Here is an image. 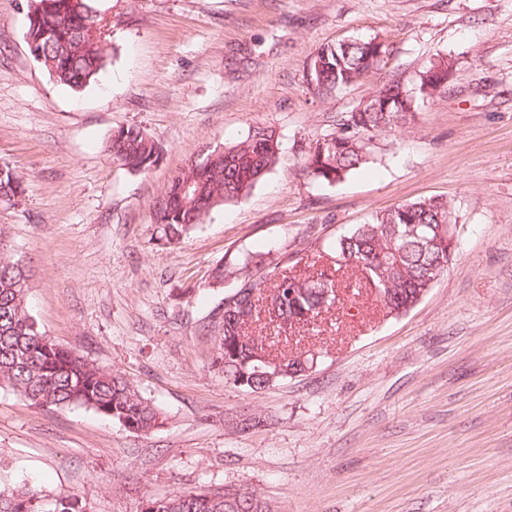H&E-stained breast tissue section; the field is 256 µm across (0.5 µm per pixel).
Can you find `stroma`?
<instances>
[{"mask_svg": "<svg viewBox=\"0 0 512 512\" xmlns=\"http://www.w3.org/2000/svg\"><path fill=\"white\" fill-rule=\"evenodd\" d=\"M27 3L0 0V164L24 189L0 205V232L39 330L125 374L165 422L135 434L0 387V486L72 494L87 512L238 487L279 512H512V0H93L111 56L78 93L30 55ZM375 36L379 70L314 93L322 44ZM438 55L444 91L373 137L369 165L333 184L305 173L337 115ZM128 125L162 148L146 173L105 149ZM257 126L281 139L276 167L185 242L158 241L172 175ZM430 197L452 208L455 247L413 308L390 316L342 289L301 337L321 352L311 370L254 393L225 383L218 262L310 261L349 226ZM243 410L268 424L235 431Z\"/></svg>", "mask_w": 512, "mask_h": 512, "instance_id": "1", "label": "stroma"}]
</instances>
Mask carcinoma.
<instances>
[{
  "label": "carcinoma",
  "mask_w": 512,
  "mask_h": 512,
  "mask_svg": "<svg viewBox=\"0 0 512 512\" xmlns=\"http://www.w3.org/2000/svg\"><path fill=\"white\" fill-rule=\"evenodd\" d=\"M99 22L90 0H30L26 38L37 43L41 65L57 84L80 91L96 81L109 58V44L84 42L81 24ZM386 48L355 39L321 46L310 67L321 94L357 83L377 68ZM448 70V59H431L418 72L413 87L399 80L382 83L373 92L375 107L347 112L336 121V133L309 143L305 168L321 183H334L366 165L368 142L375 134L414 117V99L436 91L434 75ZM108 151L132 173H145L160 159L161 146L142 128L116 129ZM281 150L276 131L257 126L243 141L208 149L195 166L179 171L154 206L161 238L178 244L213 210L244 197L275 167ZM22 180L14 168L0 165V204L14 205ZM448 203L436 198L400 204L375 214L322 249L312 265L288 264L260 254L232 266L218 264L214 283L232 281L224 293V324L218 359L224 382L248 392L273 387L311 368L310 349H275L263 329L286 326L314 330L331 312L341 288L339 276L351 273L371 289L389 313H404L420 300L448 265L444 224ZM29 279L19 262L0 247V385L11 388L36 407H78L111 419L132 433H147L162 413L127 377L99 367L67 348H54L27 309ZM270 299L274 310L260 323L256 302ZM0 512H86L70 494L49 496L27 484L0 487ZM141 512H276L256 491L229 498L222 489L149 497Z\"/></svg>",
  "instance_id": "obj_1"
}]
</instances>
